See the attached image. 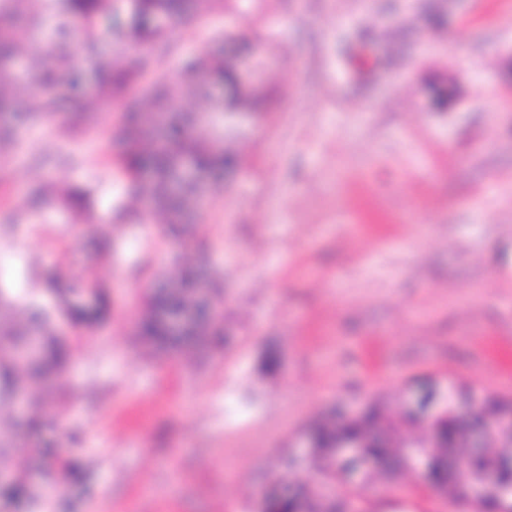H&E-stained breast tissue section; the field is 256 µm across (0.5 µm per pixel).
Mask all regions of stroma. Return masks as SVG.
Wrapping results in <instances>:
<instances>
[{"label":"stroma","instance_id":"stroma-1","mask_svg":"<svg viewBox=\"0 0 512 512\" xmlns=\"http://www.w3.org/2000/svg\"><path fill=\"white\" fill-rule=\"evenodd\" d=\"M226 28L247 29L278 106L234 116L238 163L185 238L129 193L107 137L125 102L92 125L59 112L0 154V286L49 307L34 274L59 270L113 302L100 328L57 323L50 454L0 427V463L30 486L0 512H258L285 475L319 481L297 444L333 407L398 405L425 380L512 397V0H200L156 73L178 86L215 48L238 63ZM195 258L230 344L171 359L136 327L147 289Z\"/></svg>","mask_w":512,"mask_h":512}]
</instances>
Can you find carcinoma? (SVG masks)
I'll return each mask as SVG.
<instances>
[{
  "label": "carcinoma",
  "instance_id": "cac0c4a2",
  "mask_svg": "<svg viewBox=\"0 0 512 512\" xmlns=\"http://www.w3.org/2000/svg\"><path fill=\"white\" fill-rule=\"evenodd\" d=\"M127 2L128 10L122 13L116 0H0V147L13 143L18 127L54 115L63 104L81 113L86 123L95 122L97 111L87 106L86 86L95 91L101 109L124 96L169 50L171 28H159L153 20L164 17L185 23L196 0ZM19 29L29 37L30 47L25 52L16 43ZM181 88L206 101L201 118L184 119L178 96L160 79L147 87L145 103H131L130 115L110 134L112 149L133 174L131 194L151 199L153 210L165 214L169 229L177 233L189 230L191 215L201 201L196 186L181 177V167L188 162L197 171L207 172L236 164L237 157L224 152L226 113L243 109L272 112L276 106L268 91L243 95L236 68L209 55L199 56L183 70ZM178 281L181 288H161L149 297L153 312L138 327V335L149 346L187 340L168 335L160 314L176 316L195 306L199 284H214L192 265L182 268ZM41 285L56 298L54 311L31 300L24 306V319L18 321L3 316L10 302L0 288V406L12 399L20 380L29 381L39 391L45 371L63 366V340L55 336L53 315L87 327L110 318L111 292L103 283L88 286L75 277L50 271L41 275ZM85 287L95 297L91 306L78 303ZM34 340L40 343L38 355L21 360V348ZM25 422L33 434L54 425L38 400L31 403ZM404 427L436 430L438 444L409 440L402 433ZM312 430L318 445L314 456L324 462L321 483L300 488L288 498L272 496L262 512H369L371 484L359 491L335 487L334 452L339 441L361 443L368 456L383 464L384 491L397 485V476L407 471L409 459L425 453L436 463L426 481L434 485L448 512H459L462 505L468 506V512H487L490 502L467 499L458 473L448 470L446 445L459 446L463 438L462 429L448 418L431 425L417 423L401 407L377 399L357 418L339 422L329 416ZM497 443L491 438L480 457L464 462V469L476 474L498 470L509 475L506 462L512 450L499 448ZM25 492L22 477L1 467L0 497Z\"/></svg>",
  "mask_w": 512,
  "mask_h": 512
}]
</instances>
